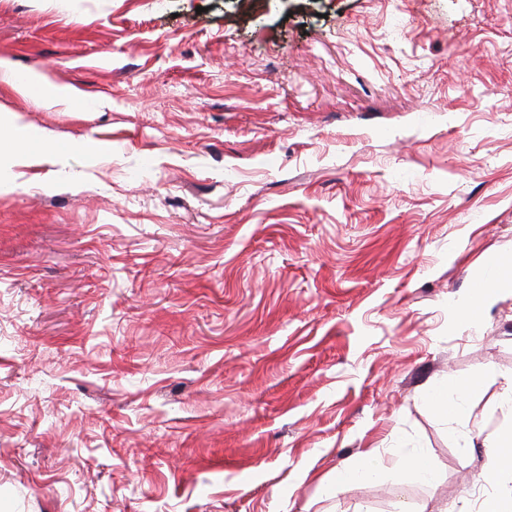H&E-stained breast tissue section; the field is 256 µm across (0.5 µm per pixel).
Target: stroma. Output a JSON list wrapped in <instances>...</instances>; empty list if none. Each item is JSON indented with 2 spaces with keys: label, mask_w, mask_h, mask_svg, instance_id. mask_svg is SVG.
Here are the masks:
<instances>
[{
  "label": "stroma",
  "mask_w": 512,
  "mask_h": 512,
  "mask_svg": "<svg viewBox=\"0 0 512 512\" xmlns=\"http://www.w3.org/2000/svg\"><path fill=\"white\" fill-rule=\"evenodd\" d=\"M1 56L84 102L0 84L68 150L0 193V512L512 491V0H0ZM497 447L501 451L490 457L487 464V472L494 475L504 468L512 467V430L503 434L497 441Z\"/></svg>",
  "instance_id": "obj_1"
}]
</instances>
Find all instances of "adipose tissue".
<instances>
[{
	"label": "adipose tissue",
	"mask_w": 512,
	"mask_h": 512,
	"mask_svg": "<svg viewBox=\"0 0 512 512\" xmlns=\"http://www.w3.org/2000/svg\"><path fill=\"white\" fill-rule=\"evenodd\" d=\"M0 82L35 90L39 101L47 106H70L79 100L75 90L54 84L43 75L18 73L5 57L0 58ZM64 158V151L55 148L50 133L30 132L19 113L0 103V188L16 184L24 169Z\"/></svg>",
	"instance_id": "obj_1"
}]
</instances>
